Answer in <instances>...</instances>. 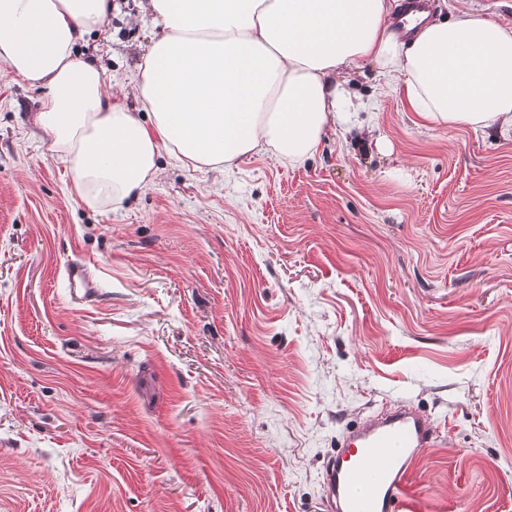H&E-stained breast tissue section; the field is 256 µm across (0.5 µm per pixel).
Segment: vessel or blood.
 Returning a JSON list of instances; mask_svg holds the SVG:
<instances>
[{
  "mask_svg": "<svg viewBox=\"0 0 512 512\" xmlns=\"http://www.w3.org/2000/svg\"><path fill=\"white\" fill-rule=\"evenodd\" d=\"M65 280L74 300L98 293L84 264L68 265ZM434 439L428 419L410 408L348 429L322 473L328 512H421L411 493L412 466Z\"/></svg>",
  "mask_w": 512,
  "mask_h": 512,
  "instance_id": "obj_1",
  "label": "vessel or blood"
}]
</instances>
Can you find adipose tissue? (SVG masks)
Returning <instances> with one entry per match:
<instances>
[{"label":"adipose tissue","instance_id":"adipose-tissue-1","mask_svg":"<svg viewBox=\"0 0 512 512\" xmlns=\"http://www.w3.org/2000/svg\"><path fill=\"white\" fill-rule=\"evenodd\" d=\"M398 0H144L158 32L140 64L143 112L111 93L76 45L112 0H0V63L46 87L35 126L64 157L86 207L109 210L156 180L168 155L229 169L274 155L296 167L359 111L340 73L397 79L426 124L512 134V26L472 16L390 28Z\"/></svg>","mask_w":512,"mask_h":512}]
</instances>
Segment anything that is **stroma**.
Listing matches in <instances>:
<instances>
[{"instance_id":"1","label":"stroma","mask_w":512,"mask_h":512,"mask_svg":"<svg viewBox=\"0 0 512 512\" xmlns=\"http://www.w3.org/2000/svg\"><path fill=\"white\" fill-rule=\"evenodd\" d=\"M113 2L77 53L138 112L156 27ZM346 79L367 109L303 165L164 157L93 211L0 63V512H323L343 431L398 404L439 434L428 512H512V139L418 126L372 63ZM65 280L70 294L76 301H83L95 297L98 289L92 280L87 267L82 263H72L67 266Z\"/></svg>"}]
</instances>
